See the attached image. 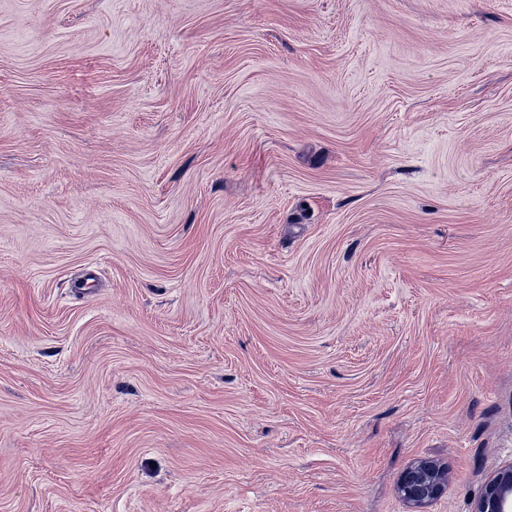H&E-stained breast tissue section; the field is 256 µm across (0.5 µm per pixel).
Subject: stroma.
Returning a JSON list of instances; mask_svg holds the SVG:
<instances>
[{"label":"stroma","mask_w":512,"mask_h":512,"mask_svg":"<svg viewBox=\"0 0 512 512\" xmlns=\"http://www.w3.org/2000/svg\"><path fill=\"white\" fill-rule=\"evenodd\" d=\"M421 459L512 462V0H0V512Z\"/></svg>","instance_id":"stroma-1"}]
</instances>
